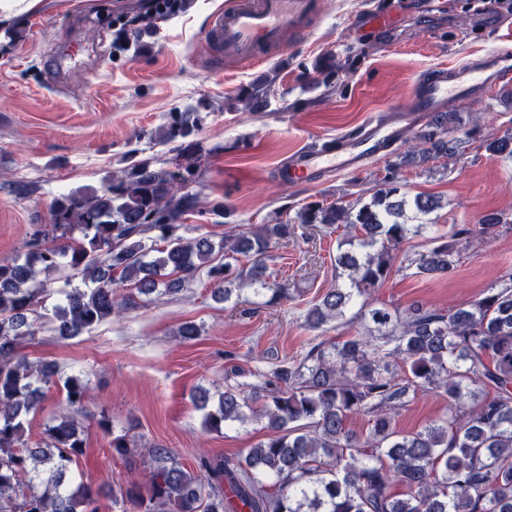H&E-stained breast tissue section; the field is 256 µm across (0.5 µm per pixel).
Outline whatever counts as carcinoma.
Masks as SVG:
<instances>
[{
	"label": "carcinoma",
	"instance_id": "cac0c4a2",
	"mask_svg": "<svg viewBox=\"0 0 512 512\" xmlns=\"http://www.w3.org/2000/svg\"><path fill=\"white\" fill-rule=\"evenodd\" d=\"M465 128L459 112H439L414 137L401 159L425 161L456 153L447 138ZM196 122L173 118L167 139L186 138ZM493 155L512 158V133L488 135ZM191 167L156 169L134 161L124 177L102 192L57 199L51 223L25 243L24 260L0 262V512H99L91 488L66 490L69 465L83 455L76 415H85V385L64 380L72 414L46 430L45 446L29 447L23 421L56 384L55 365L32 366L21 345L46 329L74 338L114 314L138 306L136 297L178 294L206 279L213 295L230 299L224 287L237 255L253 261L247 284L260 281L271 243L295 234L292 220L264 224L252 234L187 238L178 234L192 200L184 193ZM384 181L370 202L358 208L311 202L296 213L300 224L341 225L355 232L358 250L336 255L348 288L328 291L305 316L320 329L345 316L361 297L357 318L372 326L343 342L322 340L280 362L256 384L231 382L225 374L217 403L195 395L210 431L248 419L267 420L268 437L236 458L201 453L187 470L172 449L140 448L150 466L147 495L118 487L112 496L139 512H512V284L489 288L464 307L444 312L412 304L394 311L377 306L371 293L393 272L392 251L406 240V208L427 215L437 207L431 195L408 201ZM82 229V237L56 240ZM512 230L504 214L491 212L479 228L462 225L431 238L435 246L410 260L415 274L450 275L465 243L476 233ZM451 241H446V238ZM151 244H146V241ZM58 272L81 280L53 311L43 306L39 276ZM401 363L403 372L389 371ZM448 398V413L404 433L396 417L418 395ZM351 415L368 418L360 436L347 428ZM112 451L134 455L127 435L112 438ZM396 484L406 493H392Z\"/></svg>",
	"mask_w": 512,
	"mask_h": 512
}]
</instances>
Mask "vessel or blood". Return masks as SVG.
Masks as SVG:
<instances>
[{
  "label": "vessel or blood",
  "instance_id": "b4317fda",
  "mask_svg": "<svg viewBox=\"0 0 512 512\" xmlns=\"http://www.w3.org/2000/svg\"><path fill=\"white\" fill-rule=\"evenodd\" d=\"M310 8V0H233L208 16L206 36L219 54L250 64L258 59V47L280 49L289 28L305 22ZM511 80L512 46L505 43L456 68L426 72L415 80L405 107L371 114L356 129L295 152L281 175L291 184L313 185L332 174L361 170L372 159L394 151L434 113Z\"/></svg>",
  "mask_w": 512,
  "mask_h": 512
}]
</instances>
